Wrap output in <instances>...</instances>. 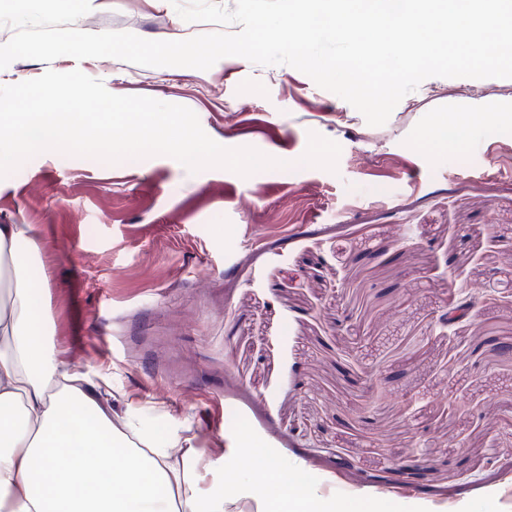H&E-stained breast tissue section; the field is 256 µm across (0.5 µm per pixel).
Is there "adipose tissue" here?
Here are the masks:
<instances>
[{"label": "adipose tissue", "mask_w": 512, "mask_h": 512, "mask_svg": "<svg viewBox=\"0 0 512 512\" xmlns=\"http://www.w3.org/2000/svg\"><path fill=\"white\" fill-rule=\"evenodd\" d=\"M41 261L28 229L0 222V512H228L231 497L261 512H360L284 479L252 480V440L234 434L221 485L179 475L178 429L157 440L142 413L114 418L92 378L50 353L33 314Z\"/></svg>", "instance_id": "obj_1"}]
</instances>
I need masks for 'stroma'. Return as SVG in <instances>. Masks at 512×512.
Segmentation results:
<instances>
[{"label": "stroma", "instance_id": "35a3bbf8", "mask_svg": "<svg viewBox=\"0 0 512 512\" xmlns=\"http://www.w3.org/2000/svg\"><path fill=\"white\" fill-rule=\"evenodd\" d=\"M77 29L147 40L215 32L169 0H91ZM81 70L116 95L192 109L209 137L288 167L248 177L152 156L108 164L45 151L0 179V221L30 226L44 265L38 326L55 357L191 447L203 486L236 431L374 512H512V122L457 140L425 126L512 79L431 77L368 125L295 68L115 58L17 59L0 86ZM336 171L302 167L309 133ZM478 307L440 331L449 287ZM415 456L422 477L397 464Z\"/></svg>", "mask_w": 512, "mask_h": 512}]
</instances>
